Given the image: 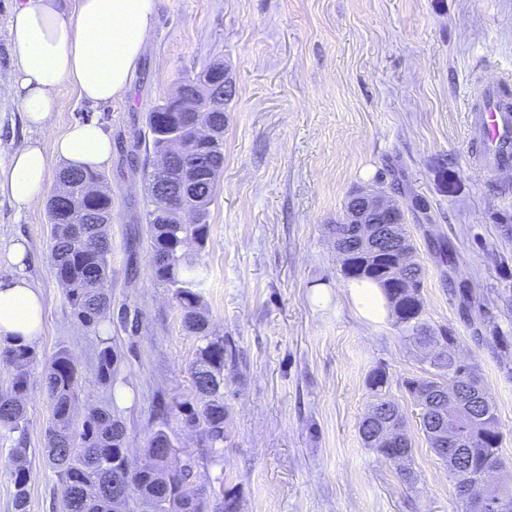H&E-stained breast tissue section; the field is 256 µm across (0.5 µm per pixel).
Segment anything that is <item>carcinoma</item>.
I'll use <instances>...</instances> for the list:
<instances>
[{
  "instance_id": "1",
  "label": "carcinoma",
  "mask_w": 512,
  "mask_h": 512,
  "mask_svg": "<svg viewBox=\"0 0 512 512\" xmlns=\"http://www.w3.org/2000/svg\"><path fill=\"white\" fill-rule=\"evenodd\" d=\"M169 97L159 100L146 115L148 149L156 162L144 172L148 207L144 215L152 251L155 280L172 292L181 311L182 324L200 339L189 372L196 400L174 405L159 404L162 419L175 414L182 429L200 435L202 446L210 449L212 462L224 460L228 441L224 406V337L210 329L201 312L198 291L206 274L197 256L209 240L208 217L219 178L224 169V113L171 112ZM176 120L184 131L178 138L169 136L162 125ZM210 123L212 136L208 153L212 171L201 182L197 194L203 197L201 222L187 224L179 205L167 203L164 191L176 189V183L188 172L197 152L191 144L195 121ZM104 179L97 170L65 168L59 173L60 185L69 187L72 205L60 206L56 196L47 201L51 225V263L56 279L64 289L73 318L98 336L95 350L97 375L103 384L115 389L119 372L118 357L110 338L99 335L104 323L127 328V312L112 310V194L85 192L87 183ZM356 224H335L336 254L341 273L350 282L378 285L393 319V326L422 354L426 364L423 375L409 378L406 391L419 409L420 429L428 447L443 463L448 456L439 452L443 444L434 431L432 418L452 417L464 429L457 448L466 457L468 467L448 468L457 512H475L471 494L465 485L477 473L502 469L503 444L497 407L486 393L478 365L460 359L455 352L458 337L444 326H434L426 318L423 283L425 271L412 259L399 265L390 252L373 251L358 245ZM473 339L494 355H512V336H498L487 325L474 328ZM37 361L35 347L24 342L0 341V369L8 373V387L0 391V439L11 441L9 461L14 485V510L27 512L30 479L27 448L25 398L29 389L30 366ZM79 371L71 351L58 348L43 372V384L50 400L51 419L45 431L46 464L60 486L61 512H112V480L125 484L126 499L148 503L152 512H207L203 490L196 487L197 459L171 455L174 443L168 432H151L141 462L133 469L123 468L126 457V426L101 406H89L78 414ZM373 390L369 408L385 406L381 428L389 436H370L365 421L358 431L366 449L395 465L400 479L411 482L407 463L413 443L406 432V418L399 406L383 391L385 372L376 369L369 378Z\"/></svg>"
}]
</instances>
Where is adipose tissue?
I'll use <instances>...</instances> for the list:
<instances>
[{"mask_svg": "<svg viewBox=\"0 0 512 512\" xmlns=\"http://www.w3.org/2000/svg\"><path fill=\"white\" fill-rule=\"evenodd\" d=\"M155 0H77L64 14L57 0H17L8 20L15 52L6 96L15 102L27 128L50 126L58 110L56 89L69 84L91 106L128 94L148 50ZM73 168H97L112 157V140L93 122L69 127L51 152L35 143L17 147L0 168V195L27 210L43 199L49 157ZM4 259L13 274L0 278V338L35 342L43 324L39 288L26 273L29 248L13 240Z\"/></svg>", "mask_w": 512, "mask_h": 512, "instance_id": "obj_1", "label": "adipose tissue"}]
</instances>
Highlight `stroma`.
<instances>
[{
	"instance_id": "1",
	"label": "stroma",
	"mask_w": 512,
	"mask_h": 512,
	"mask_svg": "<svg viewBox=\"0 0 512 512\" xmlns=\"http://www.w3.org/2000/svg\"><path fill=\"white\" fill-rule=\"evenodd\" d=\"M230 66L237 94L224 124V171L210 207L199 260L212 331L224 338L226 426L223 466L176 421V448L198 460L196 483L235 488L240 512H455L447 466L416 424L404 386L422 363L391 320L364 318L342 277L327 227L348 193L398 178L400 203L424 198L432 221L407 229L427 269L426 317L451 328L457 351L479 365L497 406L502 455L512 469V376L472 338L450 285L475 296L512 291V254L495 218L512 214V171L479 167L477 85L512 73V0H157L151 43L130 94L91 107L72 87L57 91L45 130L28 129L0 97V166L28 141L51 150L76 123L112 137L101 168L112 192V307L136 314V334L118 330L123 404H113L92 366L95 343L72 317L50 258L45 206L17 212L0 195V250L27 239V272L44 297L26 397L31 450L29 512H59L45 463L49 400L43 360L70 348L81 368L80 405L104 404L127 426L139 462L159 420L157 397L191 400L188 367L198 341L182 327L170 292L153 278L145 232L146 114L208 65ZM453 251L440 259L439 243ZM382 369L413 441L411 484L364 448L358 426Z\"/></svg>"
}]
</instances>
